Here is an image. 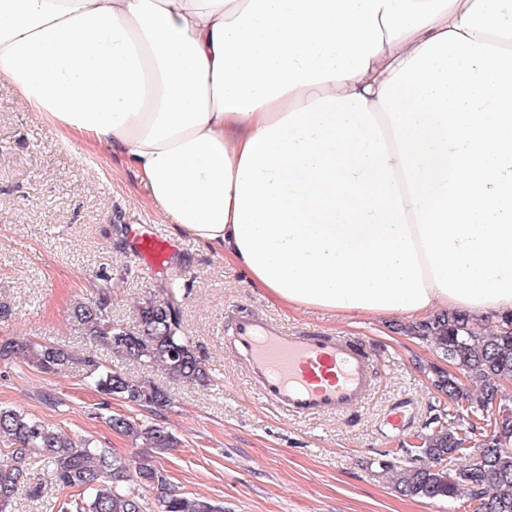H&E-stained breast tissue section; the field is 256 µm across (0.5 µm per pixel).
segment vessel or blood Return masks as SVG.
<instances>
[{
    "label": "vessel or blood",
    "instance_id": "1",
    "mask_svg": "<svg viewBox=\"0 0 512 512\" xmlns=\"http://www.w3.org/2000/svg\"><path fill=\"white\" fill-rule=\"evenodd\" d=\"M133 247L155 267L175 251L145 228L134 233ZM224 350L244 364L261 402L288 419L352 415L374 387L377 360L360 339L291 329L245 309L235 314Z\"/></svg>",
    "mask_w": 512,
    "mask_h": 512
}]
</instances>
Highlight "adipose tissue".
<instances>
[{
	"label": "adipose tissue",
	"instance_id": "1",
	"mask_svg": "<svg viewBox=\"0 0 512 512\" xmlns=\"http://www.w3.org/2000/svg\"><path fill=\"white\" fill-rule=\"evenodd\" d=\"M0 79L285 308L512 313V0H0Z\"/></svg>",
	"mask_w": 512,
	"mask_h": 512
}]
</instances>
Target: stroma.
<instances>
[{"instance_id":"1","label":"stroma","mask_w":512,"mask_h":512,"mask_svg":"<svg viewBox=\"0 0 512 512\" xmlns=\"http://www.w3.org/2000/svg\"><path fill=\"white\" fill-rule=\"evenodd\" d=\"M136 224L151 225L176 242L167 266L149 269L135 254L130 228ZM170 286L181 291L185 332L210 371L208 388L119 357L90 340L73 314L77 302L107 287L113 319L129 324L139 302L162 296ZM241 308L292 329L362 339L378 358L369 399L348 418L287 420L264 406L224 350L226 318ZM409 324L400 315L344 318L280 306L253 287L243 269L163 223L118 156L62 142L0 82V340L47 341L73 355L56 374L41 373L20 356L0 359L1 408L127 460L147 450L113 431L107 416L161 421L178 444L151 456L153 464L177 492L209 498L224 512H470L460 500L402 496L391 482L390 465L408 464L406 450L428 433L433 414H447L461 437L475 420L467 403L433 388L430 365L447 371L453 365L407 335ZM90 351L166 389L170 406L159 417L118 398L102 406L83 375L82 360ZM399 405L404 426L394 433L386 423ZM28 476L43 492L34 500L18 496L13 512H61L71 492L49 484L41 457L30 459Z\"/></svg>"}]
</instances>
